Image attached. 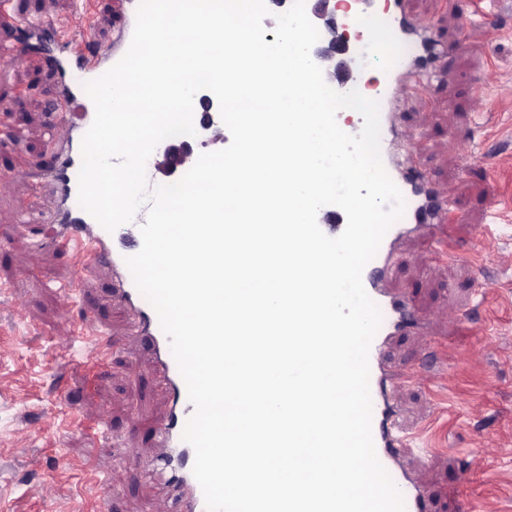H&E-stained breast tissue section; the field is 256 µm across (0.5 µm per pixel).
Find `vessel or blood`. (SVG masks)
I'll return each instance as SVG.
<instances>
[{
  "label": "vessel or blood",
  "instance_id": "b4317fda",
  "mask_svg": "<svg viewBox=\"0 0 512 512\" xmlns=\"http://www.w3.org/2000/svg\"><path fill=\"white\" fill-rule=\"evenodd\" d=\"M139 2L123 0L115 39L104 50L95 51L79 36L61 37L49 20L17 17L9 10L6 0H0V26L26 33L25 38L10 47L11 62L22 64L37 54L54 76L57 101L49 113V122L59 133L58 150L49 164L26 163L1 170L0 184L20 179L29 182L33 194L27 207L37 213L39 223L52 227L51 246L73 252L79 265L105 266L111 270L112 297L123 306L132 335L150 354L158 383L168 398V410L152 436L156 454L145 462L144 468L166 512H208L202 489L193 475L194 449L183 439L194 407L158 315L138 290L125 262L126 257L140 251L142 240L137 237L127 244H116L114 234L106 231L78 202L81 142L95 114L83 84L103 75L126 53ZM354 3L359 14L381 17L391 36L407 47L406 52L396 54L386 43H379L376 82L370 84L371 97L379 103L381 159L402 193L405 212L385 234L376 256L363 271L362 281L382 316L369 352L372 435L377 457L401 491L405 512H429L430 496L416 472L406 464L405 428L394 395L402 386L424 383L445 370L444 350L441 341L431 339L430 361L398 366L387 360L386 349L397 333L406 329L423 336L429 333L427 319L418 314L411 300L390 288L389 271L404 238L422 234L431 226L456 223L459 216L451 192L433 186L416 160L402 157L395 144L401 137L397 114L404 87L425 91L436 59L452 53L453 48L433 37L431 20L410 15L408 0H354ZM324 79L338 92L367 82L364 71L351 57L344 59L336 71L325 72ZM75 101L81 102L82 111L78 121L72 122L66 114ZM321 212L322 231L330 237L339 236L347 224L344 211L326 205Z\"/></svg>",
  "mask_w": 512,
  "mask_h": 512
}]
</instances>
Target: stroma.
I'll return each mask as SVG.
<instances>
[{"label":"stroma","mask_w":512,"mask_h":512,"mask_svg":"<svg viewBox=\"0 0 512 512\" xmlns=\"http://www.w3.org/2000/svg\"><path fill=\"white\" fill-rule=\"evenodd\" d=\"M500 17V31L480 24L469 0H408L413 14L432 17L441 38L461 43L445 59L426 94H410L402 114L407 134L425 147L432 178L450 186L460 222L446 226L460 259L436 264L422 237L401 241L391 285L414 295L429 321L428 336L395 337L389 358L399 365L427 350L429 336L448 341L453 372L433 389L398 393L407 425L436 452L411 454L432 496L431 512H512V0H482ZM14 13L78 25L89 9L101 43L113 37L119 0H10ZM15 31L0 29V115L13 128L0 137V170L19 157L51 159L47 114L51 80L38 61L9 63ZM488 80L486 101L474 87ZM27 183L0 188V512H97V479L112 491L109 512H162L156 491L132 457L148 458L152 427L168 402L126 314L110 299L112 276L80 270L71 254L35 247L38 223H14ZM502 219L495 240L481 243L476 226L491 211ZM487 248L483 275L467 262ZM81 278L76 299L62 289ZM111 334L112 355L98 368L79 358L75 342L84 315ZM65 391L76 410L59 404ZM494 447L491 455L483 447Z\"/></svg>","instance_id":"1"}]
</instances>
